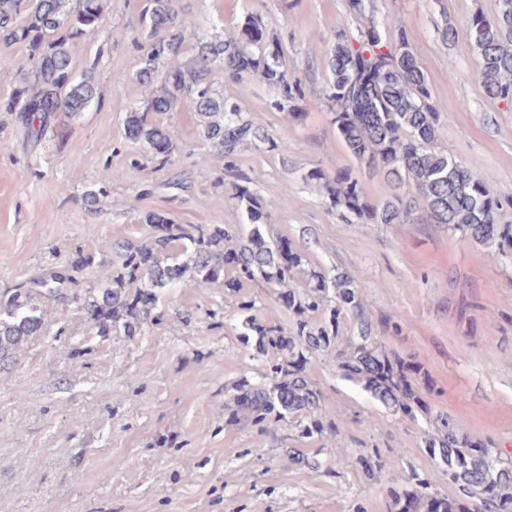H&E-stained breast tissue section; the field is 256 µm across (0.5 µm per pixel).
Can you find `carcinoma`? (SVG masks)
Instances as JSON below:
<instances>
[{
	"label": "carcinoma",
	"mask_w": 512,
	"mask_h": 512,
	"mask_svg": "<svg viewBox=\"0 0 512 512\" xmlns=\"http://www.w3.org/2000/svg\"><path fill=\"white\" fill-rule=\"evenodd\" d=\"M0 0V44H21L28 50L29 67L0 111L18 112L28 135L39 140L51 130L58 112L72 117L95 98L93 78H76L70 44L97 28L105 19L109 0ZM143 35L142 67L138 80L148 90L145 108L130 107L126 136L147 146L151 158L164 168L170 161L171 138L154 115L175 110L192 101L204 133L224 161L222 183L234 188L233 199L244 207L247 223L238 231L242 240L220 225L203 227L176 224L166 215L151 212L145 222L162 231L158 245L176 243L187 258L164 257L151 248L120 246L118 267L100 266L95 279L106 284L84 293L75 289L71 276L36 275L9 296L0 295V351L20 348L42 327L33 303L36 296L71 299L87 310L99 331L120 326L131 334L139 324L158 321L160 292L173 283L203 290L231 267L229 288L261 277L277 288L278 300L299 316L324 309L330 299L336 309L329 323L299 319L285 331L251 314L246 302L242 326L257 337L256 350L276 353L256 382L243 381L224 403V424L238 421L239 413L251 417L261 430L272 431L293 419L309 437L338 434L334 421L321 413V392L306 374L308 355L330 346L336 335V315L346 309L358 319L360 342L351 355L336 359L344 376L360 384L384 406L415 423L424 415L436 424L437 436L425 440V449L448 474L455 494L432 490L428 479L413 472L402 486L387 490L390 512H512V460L491 440H474L464 424L433 413L423 400L412 375L420 373L410 357H391L372 336L364 319L358 288L351 277L331 279L318 275L310 291L292 288L294 269L302 256L283 239L266 238L260 224L268 217L264 206L246 186L248 177L237 164V149L247 139L277 142L241 117L237 103L213 92L209 75L218 68L224 78L243 82L260 77L275 91L270 108L297 114L306 100L302 79L283 67L281 41L267 33L262 18L246 13L238 37L213 40L200 36L192 20L179 19L173 0H147L139 16ZM478 69L473 75L487 95L512 104V0H498L489 18L474 14L469 21ZM195 40L196 56L186 65L180 57L184 44ZM328 78L322 97L347 150L360 165L381 168L388 181L405 194L396 193L382 205L365 199L364 187L352 170L336 173L329 181L320 170L308 172L310 180L323 181L322 189L335 209H344L370 224H416L421 211L435 224L460 230L473 240L499 250L512 248V224L498 223L504 205L490 190L489 177L477 174L455 157L435 148L441 127V109L433 100L427 76L404 32L390 37L376 21L349 37L341 30L328 53Z\"/></svg>",
	"instance_id": "obj_1"
}]
</instances>
